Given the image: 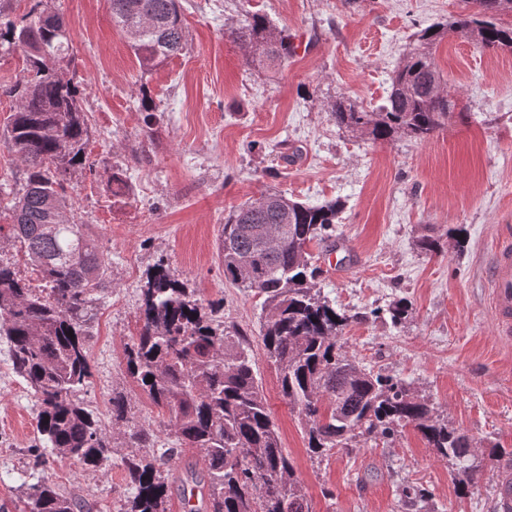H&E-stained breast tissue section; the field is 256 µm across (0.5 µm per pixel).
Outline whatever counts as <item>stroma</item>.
Masks as SVG:
<instances>
[{"instance_id":"stroma-1","label":"stroma","mask_w":512,"mask_h":512,"mask_svg":"<svg viewBox=\"0 0 512 512\" xmlns=\"http://www.w3.org/2000/svg\"><path fill=\"white\" fill-rule=\"evenodd\" d=\"M188 45L143 73L107 0H52L63 14L78 86L92 126L89 166L68 193L77 221L90 225L109 258L112 291L92 323L86 403L103 422L124 395L132 422L158 430L157 408L126 370L125 346L139 329V286L165 261L188 287L221 305L225 325L246 332L256 378L312 512H495V468L460 493L452 461L407 426L394 440L358 437L319 460L306 451L299 411L281 396L264 354L260 306L224 278L216 241L229 211L277 191L308 204L341 201L337 239L347 270H331L310 244L322 292L350 314L340 342L360 365L405 382L430 401L478 455L512 450V342L494 333L485 268L492 244L512 229V52L483 51L452 31L435 61L455 109L448 125L419 142L372 141L338 128L330 104L345 97L381 104L394 68L416 33L450 23L460 0H181ZM287 30L295 54L275 70L245 63L226 34L245 12ZM157 106L138 107L141 95ZM123 171L121 201L112 173ZM26 171L0 141V225L8 194ZM465 230L464 246L446 232ZM441 236L429 256L417 241ZM411 304L393 324L392 303ZM35 398L0 351V504L19 503L31 479ZM45 473L83 494L92 512H123L131 492L120 469L96 472L57 460ZM424 489L417 506L404 486Z\"/></svg>"}]
</instances>
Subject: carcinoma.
<instances>
[{
	"mask_svg": "<svg viewBox=\"0 0 512 512\" xmlns=\"http://www.w3.org/2000/svg\"><path fill=\"white\" fill-rule=\"evenodd\" d=\"M454 30L481 50L512 51V26L494 13L499 0H462ZM112 21L129 36L140 68L151 71L187 44L179 0H108ZM435 23L418 33L393 71L385 103L367 110L341 97L330 105L336 126L373 141L430 139L450 118L433 48L448 34ZM228 35L247 63L275 67L295 53L291 36L258 13L231 24ZM0 47L20 50L23 67L0 93L15 100L0 128L26 170L11 200L8 235L43 286L31 287L17 263L0 257V337L9 360L35 397L36 463L75 460L95 471L123 470L132 496L124 512H169V462L178 443L199 451L189 512H311L254 374L243 332L228 327L221 306L207 304L168 267L157 264L140 285L139 330L126 344L127 371L165 419V438L129 424L127 402L112 397V426L132 451L113 458L114 434L83 395L92 377L90 328L111 292L107 262L89 225L75 220L67 176L87 166L91 124L77 87L58 74L72 39L60 14L0 22ZM338 203L309 205L281 194L246 201L225 220L218 257L224 278L260 300V336L277 369L282 397L299 410L307 450L323 458L353 439H394L415 426L438 455L452 459L467 489L484 464L469 437L402 381L348 358L338 344L351 316L321 294L312 243L335 237ZM149 446L151 450L142 451ZM26 512H89L85 498L41 476L27 485Z\"/></svg>",
	"mask_w": 512,
	"mask_h": 512,
	"instance_id": "cac0c4a2",
	"label": "carcinoma"
}]
</instances>
